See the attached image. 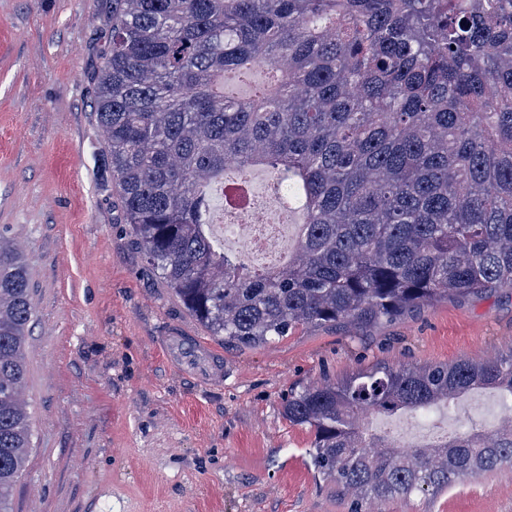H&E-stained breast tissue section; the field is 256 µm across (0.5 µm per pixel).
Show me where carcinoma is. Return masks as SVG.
I'll use <instances>...</instances> for the list:
<instances>
[{"label":"carcinoma","instance_id":"obj_1","mask_svg":"<svg viewBox=\"0 0 512 512\" xmlns=\"http://www.w3.org/2000/svg\"><path fill=\"white\" fill-rule=\"evenodd\" d=\"M91 80L106 181L145 256L224 345L391 319L512 289V0H112ZM264 167L301 216L256 267L212 234L211 190ZM34 309L0 230V512L24 471ZM480 389L512 404V346L483 362L374 366L285 404L351 512L512 467V419L397 446L363 421Z\"/></svg>","mask_w":512,"mask_h":512}]
</instances>
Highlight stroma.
Listing matches in <instances>:
<instances>
[{"label": "stroma", "instance_id": "35a3bbf8", "mask_svg": "<svg viewBox=\"0 0 512 512\" xmlns=\"http://www.w3.org/2000/svg\"><path fill=\"white\" fill-rule=\"evenodd\" d=\"M112 0H0V230L20 246L35 323L25 400L32 442L13 512H349L311 464L289 394L382 364L452 363L512 343V290L444 298L390 320L225 347L145 259L118 193L91 72ZM497 395L442 414L496 425ZM383 512H512L505 473Z\"/></svg>", "mask_w": 512, "mask_h": 512}]
</instances>
